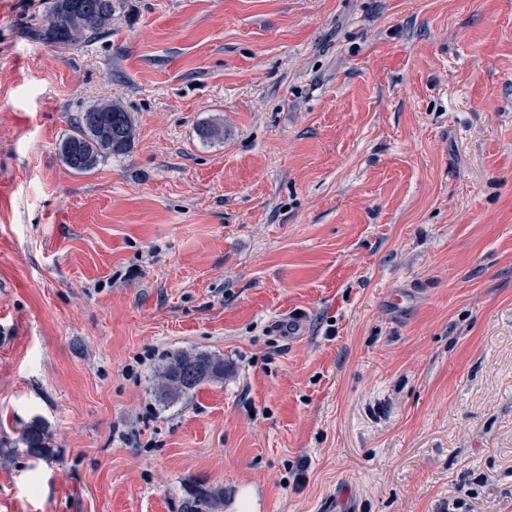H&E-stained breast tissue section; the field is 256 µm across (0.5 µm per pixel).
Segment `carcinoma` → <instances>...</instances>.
Returning a JSON list of instances; mask_svg holds the SVG:
<instances>
[{
    "label": "carcinoma",
    "mask_w": 512,
    "mask_h": 512,
    "mask_svg": "<svg viewBox=\"0 0 512 512\" xmlns=\"http://www.w3.org/2000/svg\"><path fill=\"white\" fill-rule=\"evenodd\" d=\"M112 0H53L46 28L31 29L34 37L54 44H77L105 32L112 22ZM134 124L130 113L120 104L98 103L82 110L74 132L59 146L63 163L77 173H89L110 155L130 150ZM224 380V358L201 352L176 351L169 356L159 374L160 400L173 404L194 394L204 384ZM48 426L33 421L21 441L29 455L49 456ZM224 503V491L202 482L187 487L183 512H218Z\"/></svg>",
    "instance_id": "carcinoma-1"
}]
</instances>
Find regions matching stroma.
Listing matches in <instances>:
<instances>
[{
  "mask_svg": "<svg viewBox=\"0 0 512 512\" xmlns=\"http://www.w3.org/2000/svg\"><path fill=\"white\" fill-rule=\"evenodd\" d=\"M49 2L0 0V512H512V0ZM178 350L226 371L166 407ZM112 11V0H54L47 27L32 28L31 33L54 44L85 42L105 32ZM74 132L59 146L63 163L77 173H89L110 155L125 154L134 137L130 113L120 104L98 103L82 110ZM49 437L47 424L41 420H35L23 432L21 441L29 455L46 459L49 456ZM183 512H217L224 503V491L195 482L187 487Z\"/></svg>",
  "mask_w": 512,
  "mask_h": 512,
  "instance_id": "obj_1",
  "label": "stroma"
}]
</instances>
